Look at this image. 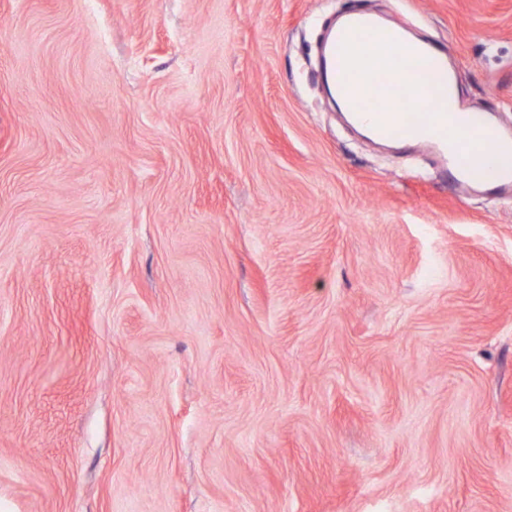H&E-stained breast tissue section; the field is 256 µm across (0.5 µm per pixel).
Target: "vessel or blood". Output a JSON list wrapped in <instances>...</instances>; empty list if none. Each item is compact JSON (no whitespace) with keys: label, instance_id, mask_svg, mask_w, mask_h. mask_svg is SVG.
<instances>
[{"label":"vessel or blood","instance_id":"obj_1","mask_svg":"<svg viewBox=\"0 0 512 512\" xmlns=\"http://www.w3.org/2000/svg\"><path fill=\"white\" fill-rule=\"evenodd\" d=\"M382 43L388 48L382 71H400L418 60H428L448 69L446 54L412 35L405 27L391 25L377 17L355 12L333 33L322 51L324 72L330 80H342L351 94L347 107L353 119L369 126L382 141L429 148L445 159L456 188L467 190L489 186L512 192V171L490 172V158L501 150L512 151V133L487 137L491 123L487 116L464 102H451L448 111L431 112L419 95L404 84L381 92L361 91L367 55L362 45Z\"/></svg>","mask_w":512,"mask_h":512}]
</instances>
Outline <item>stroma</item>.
Here are the masks:
<instances>
[{
	"instance_id": "1",
	"label": "stroma",
	"mask_w": 512,
	"mask_h": 512,
	"mask_svg": "<svg viewBox=\"0 0 512 512\" xmlns=\"http://www.w3.org/2000/svg\"><path fill=\"white\" fill-rule=\"evenodd\" d=\"M365 9L512 129V0H0V512H512V194L326 97Z\"/></svg>"
}]
</instances>
